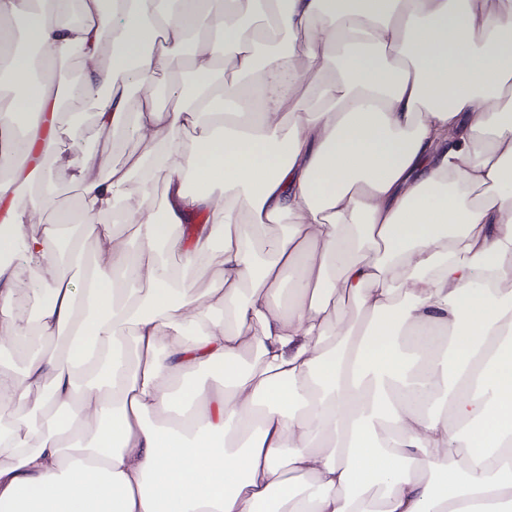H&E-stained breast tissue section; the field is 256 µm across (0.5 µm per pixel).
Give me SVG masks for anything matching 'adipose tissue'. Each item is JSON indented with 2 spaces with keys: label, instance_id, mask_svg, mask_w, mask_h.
<instances>
[{
  "label": "adipose tissue",
  "instance_id": "1",
  "mask_svg": "<svg viewBox=\"0 0 512 512\" xmlns=\"http://www.w3.org/2000/svg\"><path fill=\"white\" fill-rule=\"evenodd\" d=\"M45 2L41 82L0 30V131L101 94V132L151 148L67 158L83 212L54 223L45 168L24 184L38 208L0 184V347L65 340L0 369L18 408L0 419V512L512 508V0ZM257 14L274 21L263 71ZM183 56L191 83L134 99ZM346 296L360 322L328 325Z\"/></svg>",
  "mask_w": 512,
  "mask_h": 512
}]
</instances>
